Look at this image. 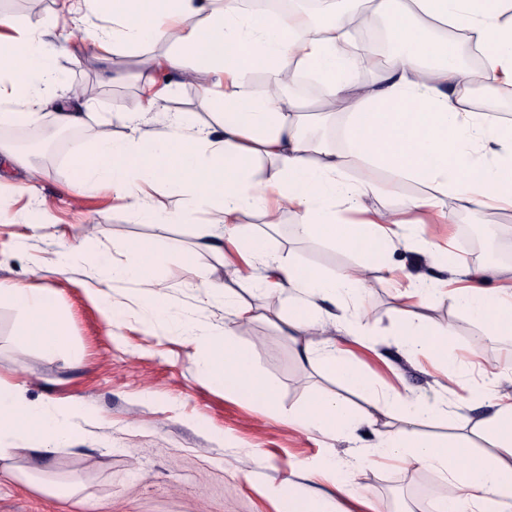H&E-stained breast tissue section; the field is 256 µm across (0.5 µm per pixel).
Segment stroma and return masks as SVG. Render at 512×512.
<instances>
[{"instance_id": "stroma-1", "label": "stroma", "mask_w": 512, "mask_h": 512, "mask_svg": "<svg viewBox=\"0 0 512 512\" xmlns=\"http://www.w3.org/2000/svg\"><path fill=\"white\" fill-rule=\"evenodd\" d=\"M167 48L162 41L142 42L105 66L58 56L55 65L68 83L86 90L84 121L72 129L70 146L30 150L35 175L6 172L10 182L31 184L34 204L25 213H0V287L52 290L81 353L75 357L24 346L22 314L0 307V380L21 384L26 400L36 405L84 407L85 420L46 464L51 478L80 481L93 498L63 500L24 481L0 477V512H279L291 496L329 500L336 512H429L441 480L435 469L376 457L357 462L360 452L378 443L374 427L365 425L349 438L333 439L289 424V414L300 405L337 386L329 372L309 365L299 344L281 331L287 294L243 291L257 317L237 330L238 343L254 352L257 372L277 386L276 412L226 392L221 383L199 373L197 363L206 354L199 338L223 334L224 309L195 291L196 272L206 269L225 281L232 276L219 259L195 248V226L214 222L215 214L185 211L184 220L172 227L171 250L157 270L165 286L167 314L162 318L140 306L135 282L119 281L108 293L122 313L117 323H109L97 293L101 283L96 270L52 266L55 253L69 243L127 263L132 255L125 243L154 234V227L137 221L110 189L76 196L72 185L79 173L73 155L93 140L113 107L141 111L139 62ZM106 68L114 81L103 80ZM169 112H193L200 121H215L200 88L189 81L176 88L164 111L150 114L151 124L161 126ZM451 216L450 226L432 224L427 231L450 243L452 264L422 250L412 233L407 244L387 256L388 266L431 282L448 278L453 265L479 268L484 287H495L512 268V235L507 232L512 210L475 214L455 209ZM295 221L293 213H285L282 227L273 231L256 213L242 218L248 232L265 237L293 262L329 272L363 268V313L381 322L382 330L360 340L343 335L350 308L329 303L327 337L336 339L379 389L437 397L443 378L438 360L410 361L390 334L396 292L380 261L343 252L317 237L289 239L287 227ZM422 315L429 327L451 328L448 352L458 373L447 394L457 415L431 426V433L466 430L478 453H492L488 439L473 434L472 428L487 415L493 398L512 395V346L485 342L482 326L445 295L431 299ZM332 458L347 466L350 477L344 489H336L333 476L323 471Z\"/></svg>"}]
</instances>
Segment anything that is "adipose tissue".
Here are the masks:
<instances>
[{
  "label": "adipose tissue",
  "mask_w": 512,
  "mask_h": 512,
  "mask_svg": "<svg viewBox=\"0 0 512 512\" xmlns=\"http://www.w3.org/2000/svg\"><path fill=\"white\" fill-rule=\"evenodd\" d=\"M370 3L373 13L387 17L399 53L376 83L360 90L345 77L350 64L345 48L354 38L349 19L336 8L330 11L329 25L316 33L296 16L245 13L243 0H58L59 11L77 16L87 9L101 22L54 41L46 38L44 17L17 21L1 14L0 124L32 125L47 110L60 127L81 124L80 91L65 90L59 97L46 93L63 84L54 66L59 53L101 60L123 56L141 41L167 42L166 52L143 62V111L113 109L75 156L77 193L107 184L158 233L127 243L134 263L119 264L73 245L63 254L61 267H97L107 283L135 280L143 306L164 315L162 285L154 270L166 254L163 233L179 223L180 215L149 204L150 189L162 184L195 209L219 211L221 223L197 226V250L228 266L262 265L259 288L264 292H301L302 300L282 320L286 333L303 340L305 355L365 399L363 409L355 411L339 398L322 395L292 413L290 422L325 436H344L387 412L390 422L379 431L374 453L439 470L444 479L435 491L437 512H512V396L497 398L479 422L498 450L494 458L475 455L462 438L422 437L419 426L446 419L447 404L398 396L391 408H384L358 364L343 356L335 342L312 339L323 330L319 298L355 299L365 288L361 271L329 273L300 266L270 250L263 239L246 235L241 222L245 213L257 210L274 226L288 210L297 217L295 237H319L342 250L370 251L383 260L403 239L405 227L421 230L447 222V199L472 212L512 209V126L464 108L470 78L457 62L455 43L440 33L447 26L464 31L486 51L482 83L512 85V19L501 18L504 0ZM258 68L268 81L261 97L251 87ZM295 68L315 71L331 99L345 103L343 146L307 138L301 121L285 110L278 91ZM159 72L196 81L219 117L217 125L199 122L190 112H175L162 128L151 127L147 113L173 93L172 83L156 81ZM116 122L125 129L119 138L112 135ZM353 162L365 166L364 178L346 177ZM385 180L417 182L427 192L409 198L399 210L369 209L367 198L380 192ZM344 211L358 214V221L340 223ZM196 278V288L206 298L223 300L225 312L238 322L254 319L253 309L226 283L205 270ZM435 292L434 283L409 277L407 287L397 291L394 314L401 323L393 334L411 357L441 359L446 377L452 378L456 366L448 358L449 333L429 330L420 314ZM449 295L483 324L488 341L512 336V279L491 290L453 288ZM0 306L22 313L21 336L28 346L46 353L71 350L52 291L35 292L19 284L1 288ZM201 370L225 391L253 404L271 408L276 403L275 384L256 373L252 351L237 343L232 326H225L223 339L209 342ZM79 415L69 406L31 404L19 386L0 382V474H23L12 465L6 440H30L29 455L46 459L72 436L70 422Z\"/></svg>",
  "instance_id": "adipose-tissue-1"
}]
</instances>
